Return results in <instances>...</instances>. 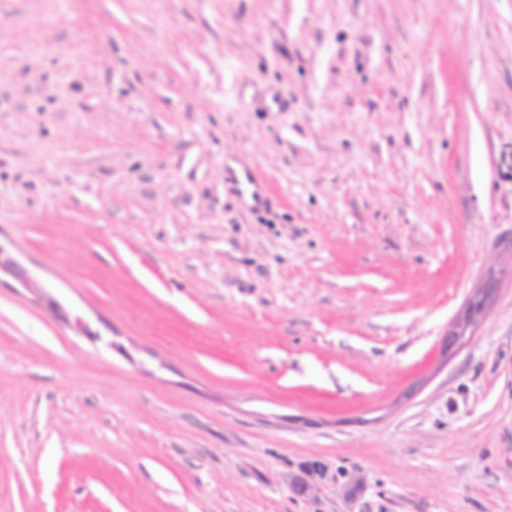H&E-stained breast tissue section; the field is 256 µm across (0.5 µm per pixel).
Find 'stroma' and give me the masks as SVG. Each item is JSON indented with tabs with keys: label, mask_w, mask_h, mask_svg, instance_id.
Segmentation results:
<instances>
[{
	"label": "stroma",
	"mask_w": 512,
	"mask_h": 512,
	"mask_svg": "<svg viewBox=\"0 0 512 512\" xmlns=\"http://www.w3.org/2000/svg\"><path fill=\"white\" fill-rule=\"evenodd\" d=\"M511 236L512 0H0V512H512ZM486 275L481 287L470 294L462 311L456 316L447 334L445 347L448 351L458 350L470 339L480 324L481 318L494 302L498 290V278L493 269H490ZM364 476L360 473L345 471L336 476V470L330 472L329 466L319 460H311L300 468L299 473L290 475V485L294 491L305 495L317 488L319 482L327 481L337 488L347 501L354 500L364 487Z\"/></svg>",
	"instance_id": "obj_1"
}]
</instances>
